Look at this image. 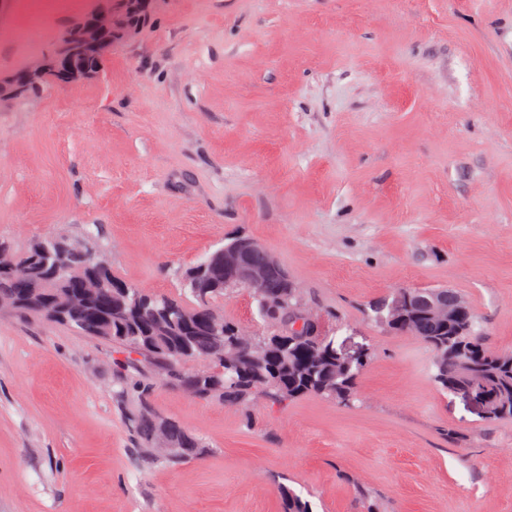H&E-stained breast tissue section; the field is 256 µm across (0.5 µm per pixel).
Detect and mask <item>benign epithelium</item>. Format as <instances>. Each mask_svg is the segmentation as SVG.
<instances>
[{
	"label": "benign epithelium",
	"instance_id": "1",
	"mask_svg": "<svg viewBox=\"0 0 512 512\" xmlns=\"http://www.w3.org/2000/svg\"><path fill=\"white\" fill-rule=\"evenodd\" d=\"M123 4L125 0H99L98 7L82 23L67 31L22 72H1L0 98H21L30 87L49 78L60 89L93 78L95 70L91 64L112 48V34L124 28ZM220 276L227 289L269 288L274 282L286 291L294 287L273 254L263 244L247 238H238L214 253L207 278ZM425 302L435 323L444 322L451 313L468 310L467 302L449 289L426 292Z\"/></svg>",
	"mask_w": 512,
	"mask_h": 512
}]
</instances>
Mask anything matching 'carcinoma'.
<instances>
[{
  "instance_id": "carcinoma-1",
  "label": "carcinoma",
  "mask_w": 512,
  "mask_h": 512,
  "mask_svg": "<svg viewBox=\"0 0 512 512\" xmlns=\"http://www.w3.org/2000/svg\"><path fill=\"white\" fill-rule=\"evenodd\" d=\"M87 260L80 251L63 255L55 253L52 237L32 240L23 248L0 239V302L13 310L40 315L55 321L64 314L63 322L87 336L109 339L129 352L136 353L160 368L176 385L187 387L192 379L216 385L202 388L197 397L240 403L260 389L269 390L278 400H294L304 396L332 398L345 405L355 396L362 363H345L336 357L335 337L322 339L302 333H285L268 342V348H236L233 334L238 324L224 321V340L211 332L213 314H221L218 303L224 288L218 282L201 295L194 287L196 276L190 267L179 272L183 289L192 297L189 304L167 296L146 294L125 282L106 265L98 271L103 288L98 297L86 301L80 297ZM127 291L128 305L119 321L105 319L112 300ZM409 304L393 323L383 328L394 335L414 336L433 352L434 381L440 390H468L485 405L488 422L512 420V352L488 347L477 330L476 318L459 314L441 326L430 324L424 306L418 301L420 289L404 288ZM262 318L274 325L288 322V315L300 305V296L277 298L261 288L251 289ZM238 349L234 363L224 359L226 352ZM206 359L213 364L210 371L185 374L180 364L193 359ZM135 429L146 448L143 453L176 466L204 453L201 440L179 424L169 421L173 450L157 448L156 426L160 423L147 406L134 418ZM288 508L286 512H312L311 506L288 488H281Z\"/></svg>"
}]
</instances>
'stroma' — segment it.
I'll use <instances>...</instances> for the list:
<instances>
[{
    "instance_id": "stroma-1",
    "label": "stroma",
    "mask_w": 512,
    "mask_h": 512,
    "mask_svg": "<svg viewBox=\"0 0 512 512\" xmlns=\"http://www.w3.org/2000/svg\"><path fill=\"white\" fill-rule=\"evenodd\" d=\"M95 0H0V71ZM100 229L115 275L179 296L225 241L262 243L302 309L366 351L358 400L194 398L140 357L0 310V512H512V421L440 391L433 353L372 321L449 288L512 351V0H154L97 77L0 101V237ZM224 315L271 328L248 289ZM147 404L204 455L145 461Z\"/></svg>"
}]
</instances>
